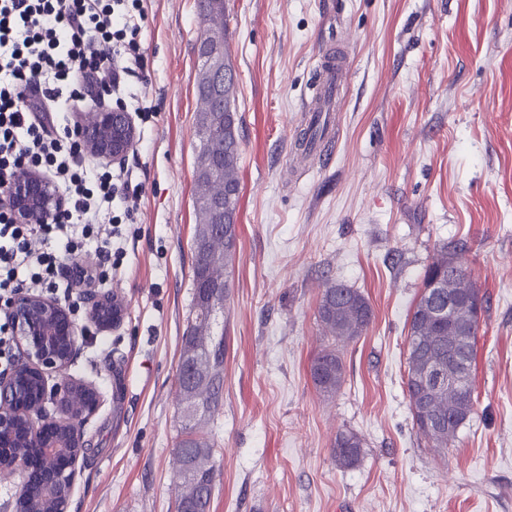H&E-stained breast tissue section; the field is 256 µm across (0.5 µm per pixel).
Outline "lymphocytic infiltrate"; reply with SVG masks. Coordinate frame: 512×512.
Wrapping results in <instances>:
<instances>
[{"instance_id": "f902f5d3", "label": "lymphocytic infiltrate", "mask_w": 512, "mask_h": 512, "mask_svg": "<svg viewBox=\"0 0 512 512\" xmlns=\"http://www.w3.org/2000/svg\"><path fill=\"white\" fill-rule=\"evenodd\" d=\"M141 0H0V184L40 172L65 204L31 224L0 207V374L15 366L16 339L6 314L15 292L28 289L80 307L75 288L108 287L125 254L140 193L132 177L91 162L68 115L85 102L114 97L116 106L148 121L146 98L127 102L143 81ZM95 268L75 279L87 248Z\"/></svg>"}]
</instances>
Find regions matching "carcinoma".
Wrapping results in <instances>:
<instances>
[{
  "label": "carcinoma",
  "mask_w": 512,
  "mask_h": 512,
  "mask_svg": "<svg viewBox=\"0 0 512 512\" xmlns=\"http://www.w3.org/2000/svg\"><path fill=\"white\" fill-rule=\"evenodd\" d=\"M197 9L202 21L212 25L221 37H226L225 0H197ZM199 107L196 125L199 133V151L196 157L195 212L197 227L210 223V214L201 203L207 185L201 167L207 155L212 154L224 161V191L233 193L224 197V212L229 214L224 229V260L202 265L192 262V313L203 315V286L224 283V297H229V268L232 266L237 246V209L240 184V135H224L217 130L206 136L209 114L226 110L224 124L240 123L235 100L226 103L215 100L204 88L198 86ZM453 258L448 246L440 247L439 256L425 270L423 289L441 282L452 296L458 298L455 316L446 320L428 310L426 293H421L409 315L407 374L405 391L409 400L414 425L432 448H446L459 428L474 412L476 397L472 381L456 386L451 382L439 388L423 384L425 367L439 365L449 371L458 362H472L474 344L480 320L467 310L466 298L474 288L470 275L464 269L448 268ZM373 311L369 300L356 288L342 283H328L321 290L317 307V321L326 340L323 349L314 357L309 373L315 387L325 396L334 395L342 386L345 365L341 350L362 336L372 322ZM201 343L195 345L198 355L211 362L212 385L199 394L190 388L191 373L178 366V393L185 394L186 409L182 411V426L175 443L174 454L181 462L176 471L182 492L177 512H209L210 502L218 477V469L211 462L213 445L196 435L195 429L202 421L209 420L219 410L224 392L223 352L224 317L208 323L200 321L194 328ZM363 440L354 431H340L332 444L336 463L342 468L355 466L361 456ZM18 512H53L55 504L39 496L17 503Z\"/></svg>",
  "instance_id": "obj_1"
}]
</instances>
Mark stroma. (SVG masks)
I'll use <instances>...</instances> for the list:
<instances>
[{
	"label": "stroma",
	"instance_id": "stroma-1",
	"mask_svg": "<svg viewBox=\"0 0 512 512\" xmlns=\"http://www.w3.org/2000/svg\"><path fill=\"white\" fill-rule=\"evenodd\" d=\"M155 114L136 123L140 234L108 290L115 325L77 321L95 388L67 512H176L182 336L191 305L196 0H143ZM238 85V242L224 397L197 433L221 474L210 512H512V0H227ZM345 56L334 137L299 158L318 59ZM485 298L474 412L447 447L413 425L407 320L440 246ZM342 282L374 319L327 397L309 376L317 305ZM363 439L351 468L331 443Z\"/></svg>",
	"mask_w": 512,
	"mask_h": 512
}]
</instances>
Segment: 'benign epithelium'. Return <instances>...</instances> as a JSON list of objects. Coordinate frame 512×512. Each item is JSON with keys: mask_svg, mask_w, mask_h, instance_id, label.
Returning a JSON list of instances; mask_svg holds the SVG:
<instances>
[{"mask_svg": "<svg viewBox=\"0 0 512 512\" xmlns=\"http://www.w3.org/2000/svg\"><path fill=\"white\" fill-rule=\"evenodd\" d=\"M202 45L204 68L201 80L211 89L213 96L223 100L233 94L235 79L225 68L222 38L212 33L199 41ZM77 124L85 146L91 156L112 164L122 163L134 143L135 128L129 113L119 109H100L80 113ZM62 201L59 188L38 173H29L0 187V202L12 211L17 222L27 224L33 213L49 215ZM216 216L214 224L204 226L197 244V259L206 261L214 252L224 250V186H217L213 196L203 199ZM90 316L104 324L119 321L120 313L112 307V298L89 294ZM11 316L15 324L17 341L24 357V367L11 375L0 377V447L11 448L7 459H0V471L20 472L23 478L20 497L33 495L68 500L73 486L76 465L84 453L83 425L98 405V393L75 382L67 374L72 355L79 343V330L70 313L53 300L26 290L15 294ZM30 373L40 383L36 402L27 396ZM57 380L48 384L47 377ZM88 396V400L74 403L75 393ZM53 400L59 416L43 414L45 404ZM25 427L26 438L40 442L43 456L34 457L14 443L13 432ZM58 461L54 473L37 482L28 471L41 469L42 458Z\"/></svg>", "mask_w": 512, "mask_h": 512, "instance_id": "1", "label": "benign epithelium"}]
</instances>
